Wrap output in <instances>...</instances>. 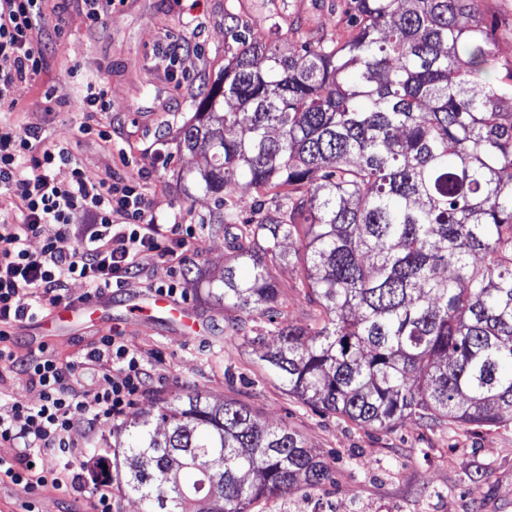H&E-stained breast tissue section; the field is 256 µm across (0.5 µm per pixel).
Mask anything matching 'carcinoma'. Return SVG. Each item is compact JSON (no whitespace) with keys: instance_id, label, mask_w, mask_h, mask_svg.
Masks as SVG:
<instances>
[{"instance_id":"1","label":"carcinoma","mask_w":512,"mask_h":512,"mask_svg":"<svg viewBox=\"0 0 512 512\" xmlns=\"http://www.w3.org/2000/svg\"><path fill=\"white\" fill-rule=\"evenodd\" d=\"M342 21L346 39L286 56L225 22L236 52L183 128L214 221L242 225L238 266L208 294L264 318L248 342L318 411L378 430L508 425L512 61L477 0H344ZM282 262L303 269L312 325L277 321ZM125 431L143 512H252L333 480L296 432L233 399L163 400Z\"/></svg>"}]
</instances>
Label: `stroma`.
Listing matches in <instances>:
<instances>
[{
    "label": "stroma",
    "instance_id": "1",
    "mask_svg": "<svg viewBox=\"0 0 512 512\" xmlns=\"http://www.w3.org/2000/svg\"><path fill=\"white\" fill-rule=\"evenodd\" d=\"M341 0H122L100 26L90 25L80 0H43L46 21L63 18L53 37L47 66L19 83L15 106L5 119L17 129L36 124L46 142H66L94 179L117 173L141 180L152 215L162 224L198 225L185 280L184 302L194 307L204 328H187L160 312L135 314L129 299L166 281L167 264L149 261L145 274L112 295V309L99 326L74 332L27 323L14 327L10 346L25 352L47 349L59 358L75 356L99 337L120 332L155 378V387L126 413V421L154 412L160 400L200 391L211 402L240 400L261 423L296 431L329 462L334 481L318 489L292 488L287 495L259 502L255 512H512V424L500 427L452 425L445 429L405 421L386 431L357 426L324 414L288 394L259 360L260 347L243 343L255 322L224 307L207 293L234 263L224 227L211 223L213 199L192 189L188 176L203 164L183 150L179 131L192 117L194 101L224 68V14L232 12L256 40L270 39L278 24L281 51L304 39H331L342 29ZM176 42L185 52L175 69L162 62L158 47ZM104 79L110 87L111 145L82 134L78 110L85 81ZM69 99L57 104V96ZM167 162L149 177L141 171L156 154ZM283 322L305 326L314 308L304 297L299 268L277 265ZM121 425H102L89 447L70 464L85 474L81 494L64 497L46 488L0 482V500L22 506L35 501L38 512H89L90 494L101 474L100 448H107L112 512H142L139 499L123 490L127 469L115 443Z\"/></svg>",
    "mask_w": 512,
    "mask_h": 512
}]
</instances>
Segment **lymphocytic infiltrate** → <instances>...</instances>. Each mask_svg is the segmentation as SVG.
<instances>
[{
  "mask_svg": "<svg viewBox=\"0 0 512 512\" xmlns=\"http://www.w3.org/2000/svg\"><path fill=\"white\" fill-rule=\"evenodd\" d=\"M53 36L41 0H0L1 108H13L16 85L45 69ZM110 106L107 83L88 85L81 132L111 141L100 123ZM63 168L69 179H58ZM0 195L17 198L21 212L19 221H0V366L26 372L39 396L37 403L18 400L9 414H0V442L15 450L12 458H0V480L76 494L84 478L67 460L81 433L121 420L150 390L154 376L119 336L100 337L80 355L62 360L47 351L7 347L9 329L68 302L70 282L84 283L89 298L126 287L148 259L171 263L158 292L183 294L181 267L195 230L158 223L138 182L114 175L91 179L67 143L45 144L36 125L18 130L0 121ZM32 237L42 241L39 252L27 248ZM90 368L104 372L106 388L84 389L81 376ZM42 453L63 459L64 467L37 462Z\"/></svg>",
  "mask_w": 512,
  "mask_h": 512,
  "instance_id": "lymphocytic-infiltrate-1",
  "label": "lymphocytic infiltrate"
}]
</instances>
